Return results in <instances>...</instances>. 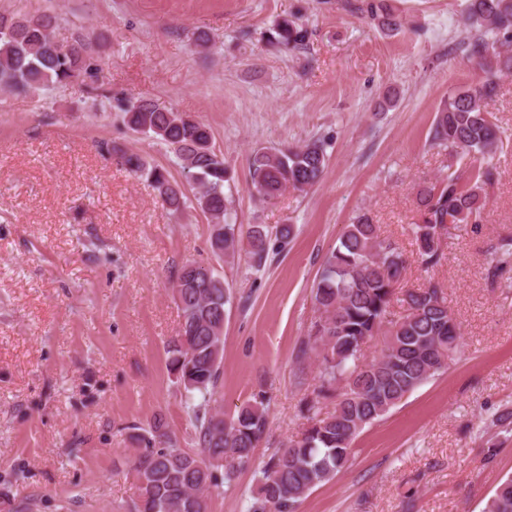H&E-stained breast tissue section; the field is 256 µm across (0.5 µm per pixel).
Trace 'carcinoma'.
<instances>
[{
    "mask_svg": "<svg viewBox=\"0 0 512 512\" xmlns=\"http://www.w3.org/2000/svg\"><path fill=\"white\" fill-rule=\"evenodd\" d=\"M465 24L478 32L467 46L468 60L483 73L478 82L459 88L439 108L431 142L449 149L464 170L448 171L440 182L417 192L419 222L412 227L417 261L432 268L444 258L443 241L463 224H477L487 205V187L496 179L485 159L502 143V132L488 111L497 79L512 74V0H467ZM56 18L19 11L0 12V90L30 91L65 85L95 66L84 44H59ZM306 30L281 19L268 41L295 49ZM126 126L153 138L177 159L182 181L138 153L124 152L120 163L129 172L151 181L162 202L177 211L193 193L194 203L212 223L215 254L240 251L251 265L263 267L269 255L287 249L294 236L290 224L273 229L253 224L248 231L237 223L232 192L234 173L216 151L205 123L154 100L115 101ZM327 165L325 143L312 139L296 147H261L248 157L250 190L271 200L293 188L305 191L318 184ZM495 269L512 265V236L494 251ZM405 268L395 243L380 234L363 213L355 216L325 254L313 298L318 317L297 354L298 374L305 362L318 361L316 400H306L308 425L302 436L286 443L265 463L259 490L247 512H298L315 487L336 478L353 456L352 444L367 426L384 417L409 393L448 366L458 346L460 327L442 288L432 285L407 290L402 302L407 314L386 320ZM175 296L182 312L180 334L170 344L169 370L183 386L194 420L197 448H177L157 419L132 439L137 444L134 475L138 498L134 512H209V490L218 488L215 463L224 469V483L250 466L254 450L268 433L266 392L256 393L228 420L213 409L221 376L224 321L233 305V291L214 268L187 263L180 269ZM385 336L379 356L368 360L363 346ZM335 396L333 411L316 410L319 400ZM512 413L491 415L484 430L509 433ZM482 512H512V477L502 481Z\"/></svg>",
    "mask_w": 512,
    "mask_h": 512,
    "instance_id": "1",
    "label": "carcinoma"
}]
</instances>
